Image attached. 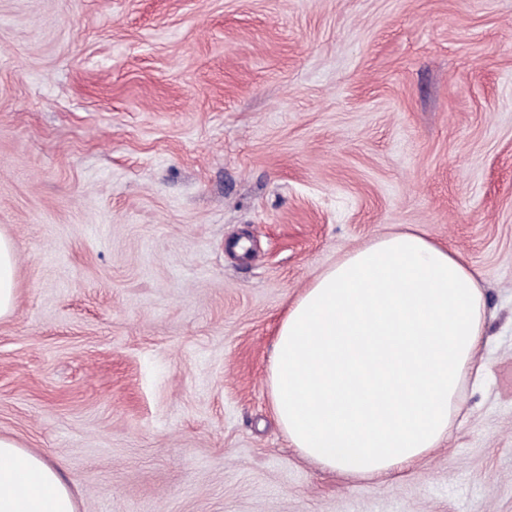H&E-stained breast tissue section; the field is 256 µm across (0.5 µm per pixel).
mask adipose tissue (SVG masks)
<instances>
[{
	"instance_id": "adipose-tissue-1",
	"label": "adipose tissue",
	"mask_w": 512,
	"mask_h": 512,
	"mask_svg": "<svg viewBox=\"0 0 512 512\" xmlns=\"http://www.w3.org/2000/svg\"><path fill=\"white\" fill-rule=\"evenodd\" d=\"M16 253L0 236V320L16 308ZM479 271L415 227L323 271L289 307L268 369L272 410L299 455L347 479L411 467L439 447L480 382ZM0 512H76L59 469L0 436Z\"/></svg>"
}]
</instances>
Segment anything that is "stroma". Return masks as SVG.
<instances>
[{
    "mask_svg": "<svg viewBox=\"0 0 512 512\" xmlns=\"http://www.w3.org/2000/svg\"><path fill=\"white\" fill-rule=\"evenodd\" d=\"M412 225L487 297L486 376L402 474L299 457L277 328ZM0 436L77 512H512V0H0ZM16 253L13 242L0 235V320L12 316L16 308Z\"/></svg>",
    "mask_w": 512,
    "mask_h": 512,
    "instance_id": "obj_1",
    "label": "stroma"
}]
</instances>
